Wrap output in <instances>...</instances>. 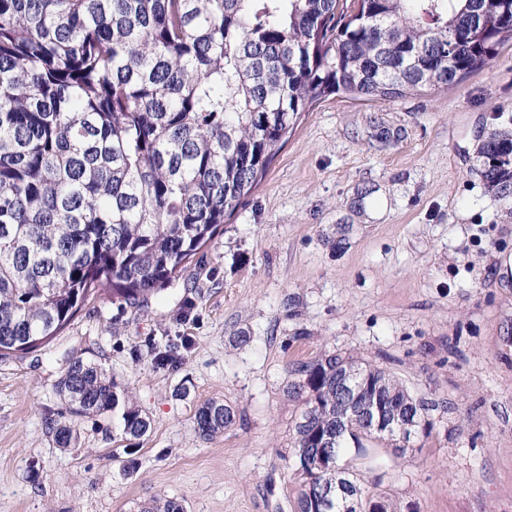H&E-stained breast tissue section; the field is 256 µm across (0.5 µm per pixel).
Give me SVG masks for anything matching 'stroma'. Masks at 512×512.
I'll return each instance as SVG.
<instances>
[{"instance_id":"obj_1","label":"stroma","mask_w":512,"mask_h":512,"mask_svg":"<svg viewBox=\"0 0 512 512\" xmlns=\"http://www.w3.org/2000/svg\"><path fill=\"white\" fill-rule=\"evenodd\" d=\"M512 128V43L458 84L307 112L267 176L142 306L97 295L38 351L0 357V512H295L290 361L347 352L442 402L430 436L362 469L400 512H512V200L477 148ZM175 348L176 367L156 364ZM96 362L150 422L70 414L56 384ZM236 422L199 437L207 401ZM74 427L59 448L56 423ZM38 475H31V468Z\"/></svg>"}]
</instances>
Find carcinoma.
<instances>
[{"label": "carcinoma", "instance_id": "obj_1", "mask_svg": "<svg viewBox=\"0 0 512 512\" xmlns=\"http://www.w3.org/2000/svg\"><path fill=\"white\" fill-rule=\"evenodd\" d=\"M0 0V356L46 345L97 293L139 306L185 270L257 187L301 116L332 94L377 102L452 86L512 40V0ZM481 175L512 198V132L482 141ZM434 429L440 403L344 352L288 365L301 484L333 500L357 473L312 465L399 435L358 418L336 372ZM57 391L70 413L122 408L125 433L149 421L94 362H69ZM232 407L198 408L208 439ZM58 447L74 430L53 429ZM139 512H183L175 498Z\"/></svg>", "mask_w": 512, "mask_h": 512}]
</instances>
